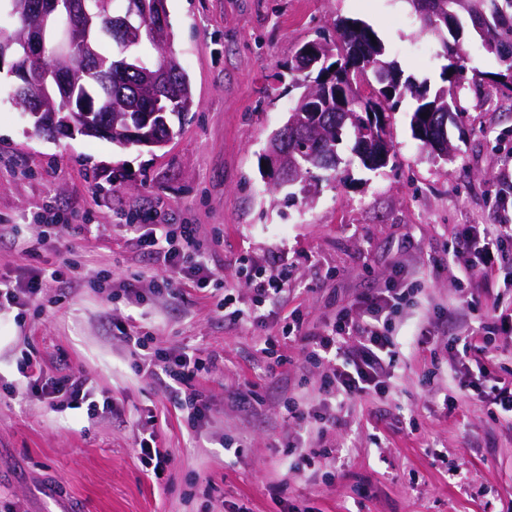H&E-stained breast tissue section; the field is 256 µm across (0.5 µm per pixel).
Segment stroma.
<instances>
[{
  "label": "stroma",
  "mask_w": 512,
  "mask_h": 512,
  "mask_svg": "<svg viewBox=\"0 0 512 512\" xmlns=\"http://www.w3.org/2000/svg\"><path fill=\"white\" fill-rule=\"evenodd\" d=\"M169 48L185 70L195 106L167 146L149 150L105 139L32 134L0 95V272L22 274L58 257L75 266L78 287L43 289L22 309H0V386L17 383V364L37 351L47 375L82 371L113 407H51L38 397L0 393V512H279L268 494L287 479L298 512H512V418H493L461 390L449 336L470 321L448 314L465 287L512 298V259L492 281H467L445 253L466 227L512 219V95L485 82L458 89L457 152L437 157L411 135V101L390 127L395 162L359 163L318 181L314 195L270 194L261 157L293 103L274 76L304 42L336 17L371 25L405 74L441 84L442 58L404 0H167ZM71 224L60 249L44 243L55 218ZM132 224H194L212 276L183 280L182 297L154 292L157 255L140 250ZM287 273L288 289L266 305L263 324L245 315L249 279ZM143 275L140 298L126 277ZM412 290L392 320L399 360L394 398L344 403L318 438L300 434L288 400L315 391L327 368L300 344L264 349L291 314L317 332L366 293ZM236 298V314L215 302ZM160 348L186 346L216 362L196 387L209 419L192 438L185 414L158 381L137 372L119 329ZM427 344L412 347L411 334ZM435 372L432 386L422 377ZM256 388L243 409L237 393ZM155 416L157 443L173 460L161 475L142 467L130 420ZM238 451L224 450V443ZM347 464L334 469L331 455ZM457 470L460 479L448 478Z\"/></svg>",
  "instance_id": "stroma-1"
}]
</instances>
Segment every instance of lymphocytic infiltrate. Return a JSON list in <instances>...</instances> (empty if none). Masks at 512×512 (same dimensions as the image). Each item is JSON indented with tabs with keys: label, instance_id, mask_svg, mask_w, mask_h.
Instances as JSON below:
<instances>
[{
	"label": "lymphocytic infiltrate",
	"instance_id": "1",
	"mask_svg": "<svg viewBox=\"0 0 512 512\" xmlns=\"http://www.w3.org/2000/svg\"><path fill=\"white\" fill-rule=\"evenodd\" d=\"M138 244L147 252L162 255L165 272L153 277L157 292L177 297L180 279L207 274L196 246V227L192 224H156L147 228L132 225ZM512 249V225H499L494 231L459 235L452 247L450 259L464 277L488 278L504 253ZM60 270L48 267L30 269L26 276L11 278L0 274V306H27L48 283L63 281ZM404 300L403 292L389 288L383 292L359 297L353 308L338 312L332 327L320 333H307L300 319H292L281 329L280 337H266L267 345L277 339L301 342L306 358L314 364L328 365L319 386V395L329 399L349 400L372 396L389 399L388 368L396 352L390 335L391 317ZM456 305L476 315L478 325L472 328L470 339L454 336L448 345L456 352L459 364L488 357L490 336L496 331L512 330V309L501 297L487 298L474 290L460 292ZM124 343L138 357L139 371L156 377L174 404L187 408L193 422L205 421L209 411L193 383L213 365L214 356L174 348L148 349V337L124 334ZM23 386H9V394L27 389L42 402L55 404L64 398L76 409L91 396L87 378L78 373L58 377L45 375L43 365L34 352H26L18 365Z\"/></svg>",
	"mask_w": 512,
	"mask_h": 512
}]
</instances>
